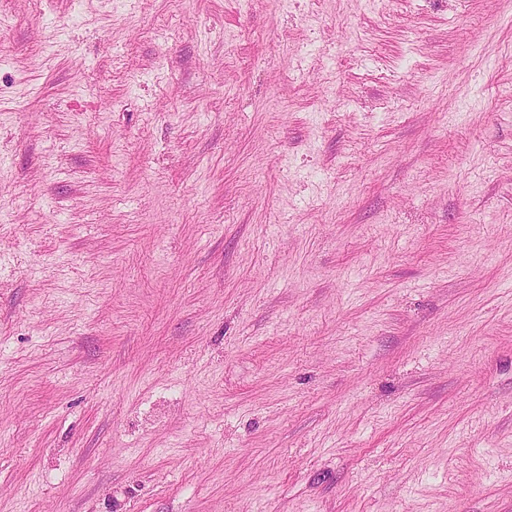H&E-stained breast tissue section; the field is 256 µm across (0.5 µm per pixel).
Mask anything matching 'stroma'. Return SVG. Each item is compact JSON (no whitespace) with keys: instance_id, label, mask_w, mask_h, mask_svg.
Wrapping results in <instances>:
<instances>
[{"instance_id":"obj_1","label":"stroma","mask_w":512,"mask_h":512,"mask_svg":"<svg viewBox=\"0 0 512 512\" xmlns=\"http://www.w3.org/2000/svg\"><path fill=\"white\" fill-rule=\"evenodd\" d=\"M0 512H512V0H0Z\"/></svg>"}]
</instances>
